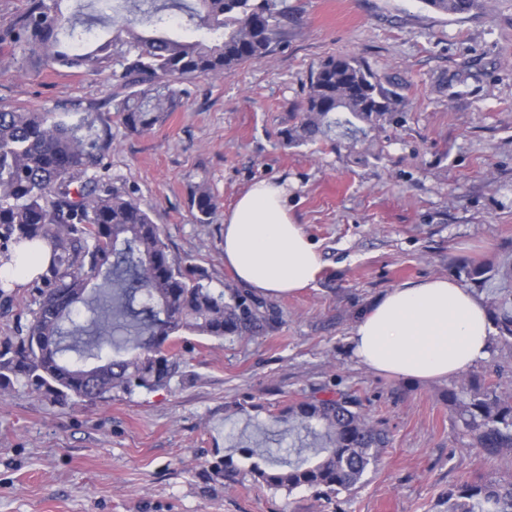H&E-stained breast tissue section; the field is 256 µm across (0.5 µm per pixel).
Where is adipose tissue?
Instances as JSON below:
<instances>
[{
	"mask_svg": "<svg viewBox=\"0 0 512 512\" xmlns=\"http://www.w3.org/2000/svg\"><path fill=\"white\" fill-rule=\"evenodd\" d=\"M52 250L18 253L0 264V278L33 279ZM224 264L237 281L264 297L309 287L321 268L316 245L288 214L285 186L253 183L224 215ZM494 327L477 296L457 281L432 277L388 290L357 321L350 338L359 363L405 380L458 376L487 359Z\"/></svg>",
	"mask_w": 512,
	"mask_h": 512,
	"instance_id": "ef3b65f1",
	"label": "adipose tissue"
}]
</instances>
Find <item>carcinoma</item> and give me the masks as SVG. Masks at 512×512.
<instances>
[{"label": "carcinoma", "mask_w": 512, "mask_h": 512, "mask_svg": "<svg viewBox=\"0 0 512 512\" xmlns=\"http://www.w3.org/2000/svg\"><path fill=\"white\" fill-rule=\"evenodd\" d=\"M62 0H26L0 27V47L50 65L99 73L129 89L115 111L143 133L182 105L181 85L224 75L260 60L286 35L280 0H123L103 15L116 35H94L96 18L64 15ZM482 0H422L464 18ZM187 18L195 36L167 32L168 11ZM119 65L121 71L112 69ZM400 105L365 61L329 57L311 74L287 145L317 143L338 126L394 121ZM112 121L79 112L0 106V244L47 240L52 262L37 277L38 307L18 342L0 350V391L23 382L56 400L109 401L186 377L176 344L185 332L234 340L260 327L258 307L232 290L215 292L206 275L171 257L150 210L112 186L106 162ZM194 218L209 224L216 204L198 187ZM101 283H96V280ZM499 338L512 344V301L495 304ZM98 361L86 374L80 363ZM448 410L470 444L489 461L512 454V387L472 378L446 394ZM274 419L321 440L310 456L258 455L249 473L270 489L339 494L363 483L387 436L350 397H305L283 404ZM448 512H512V480L465 481L448 488Z\"/></svg>", "instance_id": "obj_1"}]
</instances>
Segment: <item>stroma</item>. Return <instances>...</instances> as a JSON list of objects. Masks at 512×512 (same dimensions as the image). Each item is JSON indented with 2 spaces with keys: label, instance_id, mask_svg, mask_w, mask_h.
<instances>
[{
  "label": "stroma",
  "instance_id": "1",
  "mask_svg": "<svg viewBox=\"0 0 512 512\" xmlns=\"http://www.w3.org/2000/svg\"><path fill=\"white\" fill-rule=\"evenodd\" d=\"M286 38L267 57L187 83L183 107L136 134L114 119L127 90L97 74L17 66L0 49V106L112 118V183L135 191L172 256L237 288L224 265V214L257 180L288 188V210L317 244L310 287L260 298L263 323L222 341L184 333L190 374L167 388L102 402H55L15 383L0 398V512H448V488L512 477L488 463L443 398L453 379L410 382L357 362L348 338L387 290L486 263L485 306L512 289V0L455 19L422 0H284ZM366 61L399 94L401 119L366 142L287 147L313 70L331 56ZM216 201L197 223L190 194ZM0 300V345L28 326L34 281ZM355 397L389 445L362 487L317 499L269 490L247 471L215 474L242 449L296 448L274 422L303 395Z\"/></svg>",
  "mask_w": 512,
  "mask_h": 512
}]
</instances>
